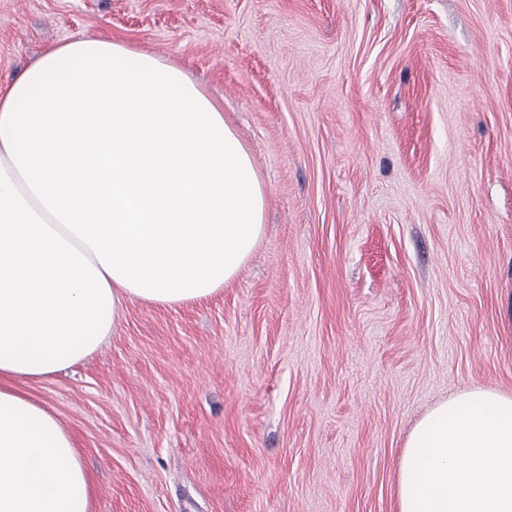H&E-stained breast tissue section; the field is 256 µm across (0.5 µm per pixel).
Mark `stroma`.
<instances>
[{"label":"stroma","instance_id":"obj_1","mask_svg":"<svg viewBox=\"0 0 512 512\" xmlns=\"http://www.w3.org/2000/svg\"><path fill=\"white\" fill-rule=\"evenodd\" d=\"M80 36L186 69L266 193L223 290L20 382L91 512H398L416 422L512 394V0H0V82Z\"/></svg>","mask_w":512,"mask_h":512}]
</instances>
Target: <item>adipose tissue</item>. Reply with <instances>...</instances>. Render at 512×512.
I'll use <instances>...</instances> for the list:
<instances>
[{
	"instance_id": "obj_1",
	"label": "adipose tissue",
	"mask_w": 512,
	"mask_h": 512,
	"mask_svg": "<svg viewBox=\"0 0 512 512\" xmlns=\"http://www.w3.org/2000/svg\"><path fill=\"white\" fill-rule=\"evenodd\" d=\"M265 188L221 108L179 67L107 38L48 48L0 85V512H90L76 442L18 381L96 351L125 303L231 283ZM399 512H512V394L428 411L400 460Z\"/></svg>"
}]
</instances>
